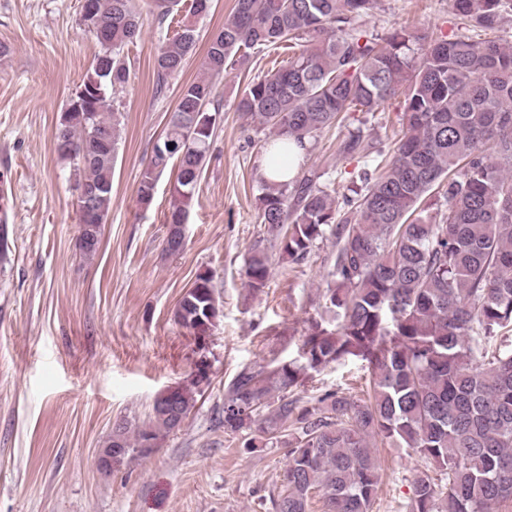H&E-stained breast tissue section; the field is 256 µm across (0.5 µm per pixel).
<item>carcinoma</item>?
Instances as JSON below:
<instances>
[{"label": "carcinoma", "instance_id": "carcinoma-1", "mask_svg": "<svg viewBox=\"0 0 512 512\" xmlns=\"http://www.w3.org/2000/svg\"><path fill=\"white\" fill-rule=\"evenodd\" d=\"M102 23L80 17L100 49L62 112L58 157L90 190L91 222L78 225L81 255L98 252L112 205L119 113L109 94L129 70L124 46L145 18L136 0H102ZM193 0L179 29L154 57L158 86L181 72L195 50ZM457 32L432 36L400 25L379 35L364 27L377 0H235L202 61L212 74L253 53L288 48L287 63L236 93V109L269 130L263 144L276 171H288L292 146L306 147L345 112L372 114L401 98L402 133L389 152L349 131L340 152L373 156L351 177L343 201L311 173L261 180L262 224L290 263L331 235L336 254L298 355L244 367L224 386V432L243 447L288 449L283 490L273 512H307L316 493L324 512H372L381 478L374 440L409 448L443 472L412 484L410 512H495L512 501V43L475 36L502 29L512 0H451ZM181 0H151L160 21ZM206 80L186 85L139 181L149 204L174 165L167 223L185 221L220 122ZM272 255L257 246L243 276L264 292ZM221 313L212 278L197 277L174 312L198 340ZM361 361L370 390L354 398L297 390L331 364ZM201 381L154 399L147 422L116 423L109 448L121 459L147 457L179 431Z\"/></svg>", "mask_w": 512, "mask_h": 512}]
</instances>
